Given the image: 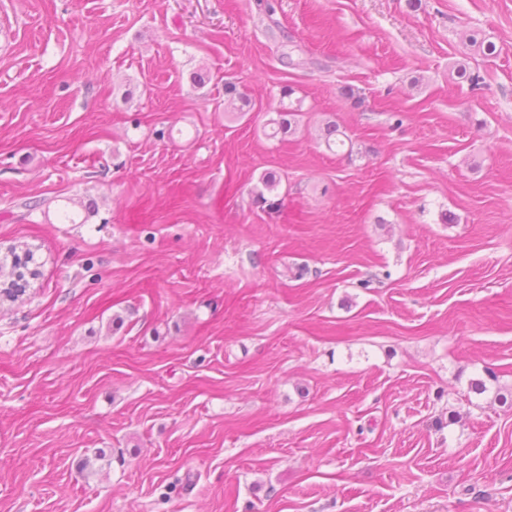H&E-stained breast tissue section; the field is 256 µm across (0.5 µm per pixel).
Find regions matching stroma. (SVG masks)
Wrapping results in <instances>:
<instances>
[{"label":"stroma","instance_id":"35a3bbf8","mask_svg":"<svg viewBox=\"0 0 512 512\" xmlns=\"http://www.w3.org/2000/svg\"><path fill=\"white\" fill-rule=\"evenodd\" d=\"M23 242L0 512H512V0H0ZM250 103L248 98L232 82L224 84V112L242 119L245 112H249ZM301 111L300 105L289 104L288 107H283L278 111V117L270 120L269 125H272V132L269 135L274 138L279 134L284 137L295 134L298 126L295 116Z\"/></svg>","mask_w":512,"mask_h":512}]
</instances>
